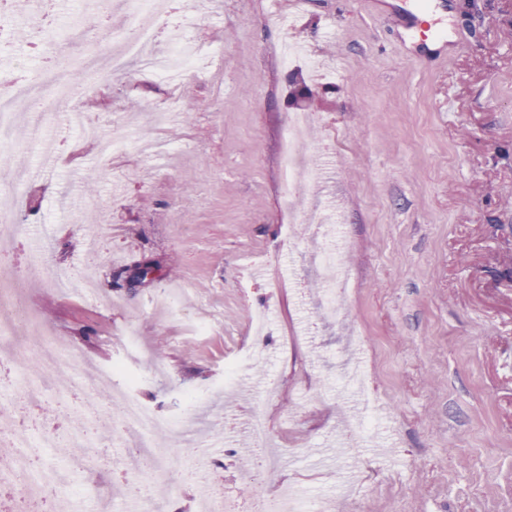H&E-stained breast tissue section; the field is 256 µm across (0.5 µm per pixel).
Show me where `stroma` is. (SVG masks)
Returning a JSON list of instances; mask_svg holds the SVG:
<instances>
[{
	"mask_svg": "<svg viewBox=\"0 0 512 512\" xmlns=\"http://www.w3.org/2000/svg\"><path fill=\"white\" fill-rule=\"evenodd\" d=\"M438 5L448 46L413 58L393 0H305L293 21L286 0H175L145 58L87 94L124 149L100 155L55 113L53 162L0 157V203L24 227L13 244L35 260L24 298L78 376L126 360L165 417L203 397L187 430L159 434L172 454L135 493L112 476L120 439L105 429L91 454H62L73 422L43 400L55 428L35 465L67 469V512H137L144 496L196 512L212 490L249 512L252 458L226 446L228 410L265 415L271 450L296 451L280 489L310 502L350 472L357 512H512V0ZM177 41L196 74L155 76L148 56ZM296 112L324 170L304 187L280 167ZM328 202L355 276L338 321L315 258ZM146 262L137 287H114ZM263 308L265 357L226 396L224 366L253 347ZM352 338L378 404L369 443L346 390Z\"/></svg>",
	"mask_w": 512,
	"mask_h": 512,
	"instance_id": "obj_1",
	"label": "stroma"
}]
</instances>
